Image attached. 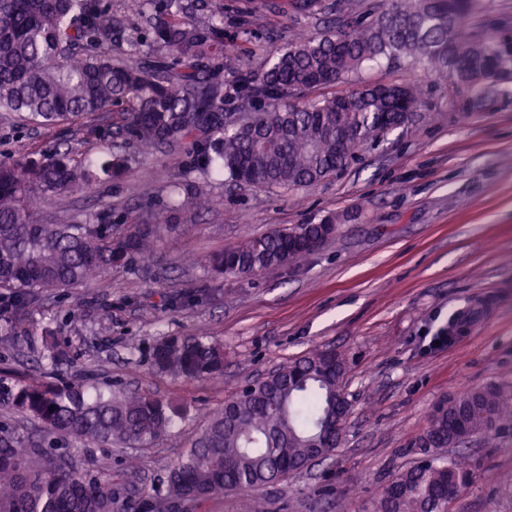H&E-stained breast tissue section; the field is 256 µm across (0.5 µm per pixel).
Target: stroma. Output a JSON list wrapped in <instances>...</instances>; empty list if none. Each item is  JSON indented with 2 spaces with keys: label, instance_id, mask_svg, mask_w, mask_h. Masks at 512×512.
<instances>
[{
  "label": "stroma",
  "instance_id": "35a3bbf8",
  "mask_svg": "<svg viewBox=\"0 0 512 512\" xmlns=\"http://www.w3.org/2000/svg\"><path fill=\"white\" fill-rule=\"evenodd\" d=\"M122 20L112 56L150 25L128 0H103ZM340 9L296 14L288 0H183L188 20L224 12V40L242 70H256L297 35H316L379 12L384 0H340ZM512 42V0H474L468 20ZM419 85L421 120L357 151L347 169L296 191L225 182L195 164L185 142L143 147L119 131L118 108L42 127L0 112V160L69 152L76 160L125 156L127 171L92 192L53 198L44 220L123 230L169 210L152 248L86 288L37 295L22 310L0 288V391L37 376L86 382L116 395L146 392L184 409L176 426L140 448L67 454L144 502L225 398L316 348L350 359L351 414L330 458L255 491L262 512H373L392 477L414 466L413 443L435 405L465 388L512 383V81L474 88L440 80L423 65L385 62L350 82L317 88L318 100L351 84ZM203 191L209 209L176 206L174 184ZM332 216L337 230L300 266L249 278L217 276L206 260L277 225ZM53 330L68 358L53 365L40 337ZM198 334L224 346V381L175 380L153 371L159 337ZM473 480L451 512H512V429L465 449Z\"/></svg>",
  "mask_w": 512,
  "mask_h": 512
}]
</instances>
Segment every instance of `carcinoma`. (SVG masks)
Masks as SVG:
<instances>
[{"label":"carcinoma","instance_id":"carcinoma-1","mask_svg":"<svg viewBox=\"0 0 512 512\" xmlns=\"http://www.w3.org/2000/svg\"><path fill=\"white\" fill-rule=\"evenodd\" d=\"M298 13L329 10L323 0H289ZM155 13L137 59H112L122 20L101 0H0V112L46 126L126 105L119 126L143 146L189 141L201 169L233 182L290 191L308 187L354 159L347 146L385 140L412 124L420 101L413 84H362L339 96L302 101L364 63L422 61L437 75L478 87L485 77H512V43L477 35L467 18L471 0H387L375 15L312 37L291 40L257 71L236 70L235 49L224 42V13L205 28L186 23L181 0H140ZM236 75L226 92L224 73ZM239 101L240 120L225 117L224 99ZM127 159L71 163L69 154L26 153L0 162V288L25 307L49 289L81 288L114 266L147 254L155 212L147 224L112 235L99 224H48L37 200L92 189L100 174L117 175ZM323 222L280 226L210 256L217 275L248 277L306 262L305 240L320 239ZM162 374L183 380L224 375V348L207 336H162L151 355ZM347 357L316 349L282 364L235 392L169 469L165 492L151 512H172L226 493H251L278 484L333 454L343 431L327 428L348 405ZM41 424L50 436L84 447L146 446L164 436L177 415L171 403L145 393L116 397L81 384L34 379L0 395ZM512 427V385L461 390L429 415L414 446L457 448L472 437ZM41 449L0 428V512H133L112 479L83 473L66 457L34 465ZM467 460L423 459L392 478L375 512H448V490L472 479Z\"/></svg>","mask_w":512,"mask_h":512}]
</instances>
